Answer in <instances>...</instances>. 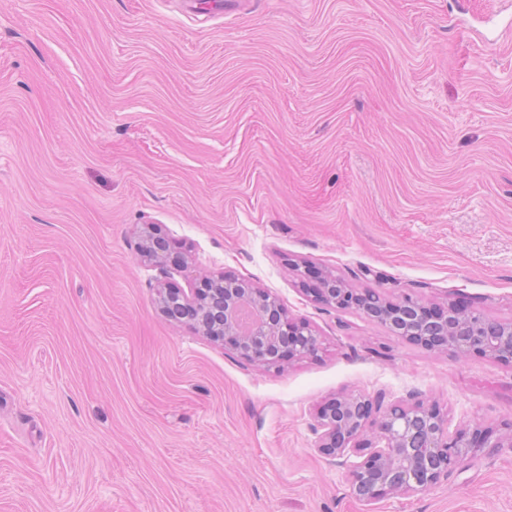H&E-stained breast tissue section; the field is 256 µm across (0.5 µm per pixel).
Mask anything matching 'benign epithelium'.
<instances>
[{
  "mask_svg": "<svg viewBox=\"0 0 512 512\" xmlns=\"http://www.w3.org/2000/svg\"><path fill=\"white\" fill-rule=\"evenodd\" d=\"M140 251L162 265L170 258L171 245L155 232ZM164 292L171 301L161 312L169 321L190 326L254 364L280 367L319 349L318 337L305 322L285 317L276 297L235 276L208 278L191 298L174 288ZM348 296L361 305L363 315L389 330L399 329L398 336L426 350L477 354L512 366L511 323L460 322L457 315L464 308L454 303L429 306L410 297L372 306L366 296L336 287V276L329 273L314 291L316 301L335 308L344 307ZM244 307L256 316L247 331L239 325ZM315 418L321 430L318 452L348 468L350 490L365 502L426 491L457 470L469 454L498 447L500 430L512 431V422H507L498 427L467 425L451 434L446 415L435 404H398L382 414L376 402L361 394H339L322 402Z\"/></svg>",
  "mask_w": 512,
  "mask_h": 512,
  "instance_id": "1",
  "label": "benign epithelium"
}]
</instances>
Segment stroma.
I'll return each mask as SVG.
<instances>
[{"label":"stroma","instance_id":"1","mask_svg":"<svg viewBox=\"0 0 512 512\" xmlns=\"http://www.w3.org/2000/svg\"><path fill=\"white\" fill-rule=\"evenodd\" d=\"M512 0H0V512H512V438L371 502L339 392L512 421V367L306 293L512 323ZM184 252L158 265L149 226ZM225 273L319 337L281 369L161 313Z\"/></svg>","mask_w":512,"mask_h":512}]
</instances>
